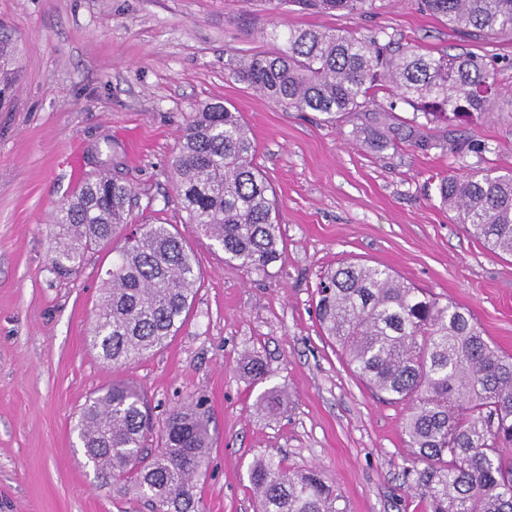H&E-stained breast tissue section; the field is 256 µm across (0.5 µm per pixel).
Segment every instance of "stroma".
Masks as SVG:
<instances>
[{
	"label": "stroma",
	"instance_id": "obj_1",
	"mask_svg": "<svg viewBox=\"0 0 512 512\" xmlns=\"http://www.w3.org/2000/svg\"><path fill=\"white\" fill-rule=\"evenodd\" d=\"M394 40L429 54L472 53L512 87V32L476 34L423 13L415 0H377L366 14L312 13L277 0H0L18 41L21 78L0 112V512H151L134 492L101 488L75 426L86 399L117 381L147 396L155 424L197 396L210 408L211 448L195 494L201 512H254L256 456L317 467L346 512H426L408 474L417 462L402 426L407 407L378 399L315 317L322 273L348 260L469 309L512 355V257L491 253L439 200L466 137L487 150L471 164L512 171V100L476 123L432 122L434 148L356 142L354 112L336 122L287 112L237 75L241 61L278 48L276 22ZM221 101L247 123L254 161L276 191L281 256L267 273L224 259L188 225L168 161L202 105ZM117 153L134 189L130 217L178 227L201 271L176 336L122 368L89 344L112 248L75 274L48 261L51 217L86 174ZM265 366L253 383L244 354ZM283 387V413L259 410Z\"/></svg>",
	"mask_w": 512,
	"mask_h": 512
}]
</instances>
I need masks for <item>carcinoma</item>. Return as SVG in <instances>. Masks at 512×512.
Here are the masks:
<instances>
[{"instance_id": "cac0c4a2", "label": "carcinoma", "mask_w": 512, "mask_h": 512, "mask_svg": "<svg viewBox=\"0 0 512 512\" xmlns=\"http://www.w3.org/2000/svg\"><path fill=\"white\" fill-rule=\"evenodd\" d=\"M376 0H279L320 13H363ZM418 8L456 28L512 31V0H417ZM272 36L284 47L256 54L240 77L286 111L319 112L334 122L364 112L387 92L428 122L471 123L503 96L486 62L472 54L422 55L394 51L376 36L336 29L288 28ZM19 48L0 25V109L18 81ZM393 113L357 127L354 138L394 145ZM486 144H456L457 172L440 180L441 204L487 248L512 256V172L500 174L467 161ZM255 146L239 113L222 103L199 109L171 157L176 197L225 259L266 273L281 240L274 191L254 162ZM133 197L116 174L87 177L52 216L54 272L71 274L89 251L112 241L128 224ZM201 272L185 238L167 224H141L125 237L105 271L90 342L114 366L131 364L177 335ZM318 321L352 372L373 392L406 402L408 447L421 467L410 472L427 512H512V355L485 337L471 312L443 303L399 280L388 268L342 263L318 287ZM259 408L279 413L284 390L267 389ZM85 456L101 485L120 493L132 486L153 512H198L194 481L209 448L204 400L173 409L160 428V447L147 441L153 425L147 400L115 382L89 399L78 421ZM249 478L257 512H345L336 490L316 468L289 471L267 454Z\"/></svg>"}]
</instances>
